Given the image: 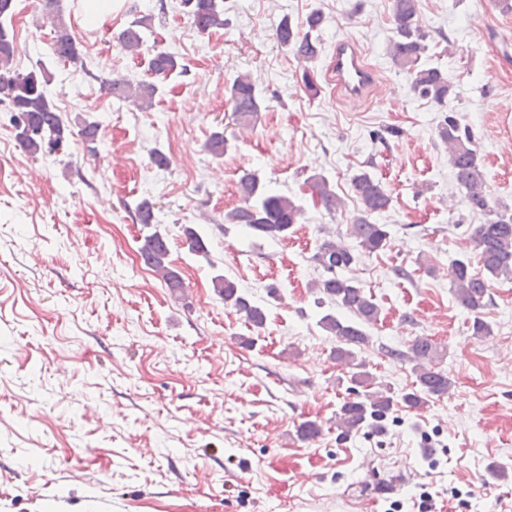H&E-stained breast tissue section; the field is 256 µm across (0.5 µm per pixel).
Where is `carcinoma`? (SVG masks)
Here are the masks:
<instances>
[{
    "label": "carcinoma",
    "mask_w": 512,
    "mask_h": 512,
    "mask_svg": "<svg viewBox=\"0 0 512 512\" xmlns=\"http://www.w3.org/2000/svg\"><path fill=\"white\" fill-rule=\"evenodd\" d=\"M8 2L0 0V104L6 105L11 112L15 139L27 153L37 154L45 148L58 149L68 139V126L49 95L50 78L45 70L40 66L27 72L15 69L17 45L10 27L14 8L7 7ZM182 4L198 32L208 33L224 27V0H182ZM419 13V0H392L394 27L389 54L395 65L408 74L414 92L442 104L453 89L444 71L422 62L428 44L427 35L419 24ZM49 20L54 30L48 43L51 55L65 66H83L80 46L63 19L51 13ZM324 23L325 17L319 10L307 15L304 32L284 18L276 29L275 38L280 45L291 49L299 61L310 63L321 52L320 34ZM151 28L152 15H142L119 34L118 42L124 50L138 52L145 42L144 31ZM147 68L158 78H166L178 70L186 71L175 55L163 50L150 55ZM106 89L121 100H139L147 105L158 92L154 83L144 81L134 85L123 78L112 79ZM227 93L232 112L240 121H252L262 109L263 99L256 85L246 76L236 77ZM437 135L448 148V163L457 184L465 190L468 208L485 218V222L476 225L472 231L479 270H474L470 259H457L451 279V290L457 302L473 314L472 336L482 338L491 334V327L480 317L490 299L491 283L502 277L512 279V206L492 203L481 157L468 128L449 114L439 125ZM228 144L224 132L216 130L210 134L206 149L211 155L222 157L228 151ZM307 183L312 196L318 198L325 211L332 214L340 208L341 199L325 176L312 175L307 178ZM350 186L359 204L358 214L347 231L355 245L350 246L344 240L330 236L321 241L313 255L325 273L315 289L357 317V320L349 321L326 313L318 321L324 331L336 337L337 345L333 350L336 361L349 368V392L353 397L345 400L336 412V425L347 435L381 428L395 402L391 392L371 389L373 377L366 370V364L357 360L355 352L368 340L363 326L379 320V307L358 281L339 275L340 271L356 263L358 252L370 254L388 247V225L376 223L375 216L389 208L391 198L382 182L366 170L354 173ZM238 193L240 205L226 214L225 221L245 226L258 238L287 239L291 228L303 215L300 205L288 196L271 192L254 172H246L240 177ZM136 215L139 223L148 229L139 246L140 259L160 276L171 294H183L184 282L169 260L167 235L156 224L153 204L146 199L141 201L136 205ZM183 236L189 253L207 254L204 240L193 227H184ZM212 283L225 307L244 315L254 328H264V311L252 304L234 281L217 274L212 277ZM397 356L411 364L416 377V387L400 396L406 406L415 408L449 393L452 382L447 373L436 367L440 351L431 339L420 337L408 351L399 352Z\"/></svg>",
    "instance_id": "cac0c4a2"
}]
</instances>
